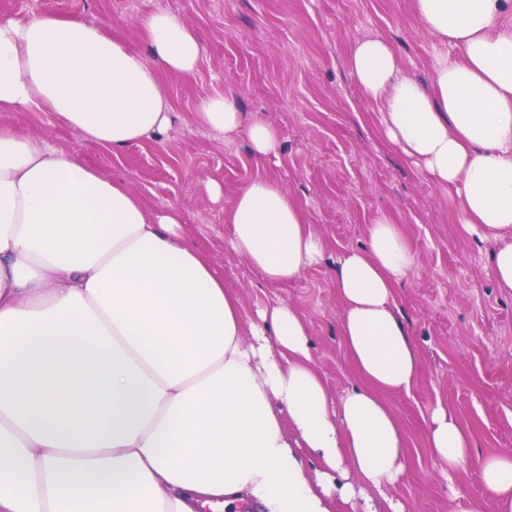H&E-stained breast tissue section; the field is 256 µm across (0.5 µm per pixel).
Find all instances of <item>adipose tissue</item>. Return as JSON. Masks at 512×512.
<instances>
[{
  "mask_svg": "<svg viewBox=\"0 0 512 512\" xmlns=\"http://www.w3.org/2000/svg\"><path fill=\"white\" fill-rule=\"evenodd\" d=\"M425 32L460 47L430 83L389 43L355 40L349 74L379 109L389 144L457 203L464 230L495 243L489 275L512 291V0H413ZM149 56L95 25L0 19V112L54 113L120 151L172 123L161 74L193 77L194 30L167 11L142 22ZM196 123L246 133L256 162L278 128L237 98L201 99ZM224 220L234 250L273 286L301 277L325 245L284 186L258 176ZM180 207L148 210L126 181L75 152L0 125V512H407V434L386 403L420 361L395 287L418 254L386 216L344 251L335 288L357 375L331 397L304 315L285 303L244 316L236 292L187 241ZM427 451L454 512H483L455 487L478 464L497 512H512V451L475 458L435 405Z\"/></svg>",
  "mask_w": 512,
  "mask_h": 512,
  "instance_id": "1",
  "label": "adipose tissue"
}]
</instances>
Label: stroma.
I'll return each mask as SVG.
<instances>
[{"label":"stroma","mask_w":512,"mask_h":512,"mask_svg":"<svg viewBox=\"0 0 512 512\" xmlns=\"http://www.w3.org/2000/svg\"><path fill=\"white\" fill-rule=\"evenodd\" d=\"M157 10L179 15L202 48L194 77L160 76L173 110L164 136L115 154L48 111L0 112V124L82 155L103 175L128 181L151 207H180L192 240L206 247L247 315L275 302L305 315L334 397L355 380L340 335L336 259L364 245L377 216L399 224L418 252L419 267L398 287L396 303L421 372L410 394L386 397L411 439L408 473L394 494L408 512H450L452 492L423 446L428 414L445 402L472 430L475 456L512 451V295L488 274L494 242L469 235L447 195L387 144L377 107L362 99L346 67L353 40L378 36L426 83L438 44L412 0H0V19L76 18L144 56L141 20ZM217 90L279 128L278 158L256 163L245 134L227 143L194 122L200 99ZM258 175L278 179L327 244L319 265L284 286L261 281L233 250L224 222L226 202ZM210 179L223 185L222 201L207 195Z\"/></svg>","instance_id":"stroma-1"}]
</instances>
